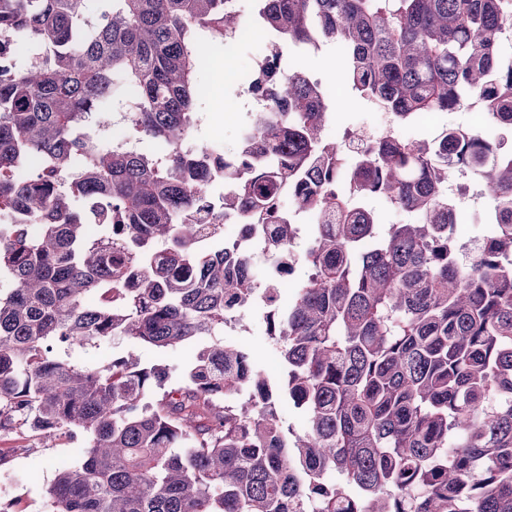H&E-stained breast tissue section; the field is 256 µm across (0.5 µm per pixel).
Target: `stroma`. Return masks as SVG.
<instances>
[{
  "instance_id": "obj_1",
  "label": "stroma",
  "mask_w": 512,
  "mask_h": 512,
  "mask_svg": "<svg viewBox=\"0 0 512 512\" xmlns=\"http://www.w3.org/2000/svg\"><path fill=\"white\" fill-rule=\"evenodd\" d=\"M268 35L254 28L250 37L223 47L202 41L207 60L199 74L204 89L197 103L198 125L193 136L200 145L221 140L226 152H234L239 130L255 109L243 92V80L251 75L262 56L261 42ZM342 58L338 50L324 44L317 49L289 51L281 58L285 70H304L321 78L336 114L323 130L328 140L341 139L345 129L372 127L380 122L379 109L357 100L336 78L335 66ZM240 341L260 352V364L271 382L283 383L286 367L280 354L268 345L258 316L244 322ZM89 440L85 435L45 437L27 430L0 432V502L12 503L16 512H43V494L61 468L82 464Z\"/></svg>"
}]
</instances>
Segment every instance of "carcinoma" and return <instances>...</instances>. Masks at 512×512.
<instances>
[{
	"label": "carcinoma",
	"mask_w": 512,
	"mask_h": 512,
	"mask_svg": "<svg viewBox=\"0 0 512 512\" xmlns=\"http://www.w3.org/2000/svg\"><path fill=\"white\" fill-rule=\"evenodd\" d=\"M237 2L97 0L89 15L84 0H0V214L24 217L0 224L11 281L0 431L90 437L44 512H512V62L497 57L512 0H255L250 22ZM253 24L271 40L246 80L261 107L244 149L183 151L200 37L227 47ZM20 39L36 50L29 61L9 54ZM322 40L342 50L339 77L392 124L472 109L499 134L393 130L349 161L321 136L322 83L279 70L283 48ZM130 89L127 128L167 152L99 150L79 131ZM33 156L45 165L17 182L13 168ZM213 172L235 190L198 224ZM457 172L487 187L495 225L465 262L448 197ZM371 197L415 222L379 233ZM303 211L323 223L283 301L247 255L224 249L221 224L272 227L269 250L286 258ZM92 222L101 234L85 233ZM259 292L281 385L251 345L224 339ZM199 336L212 341L180 384L129 351L101 370L70 360L114 338L166 351ZM283 398L304 413L302 431L283 426Z\"/></svg>",
	"instance_id": "1"
}]
</instances>
